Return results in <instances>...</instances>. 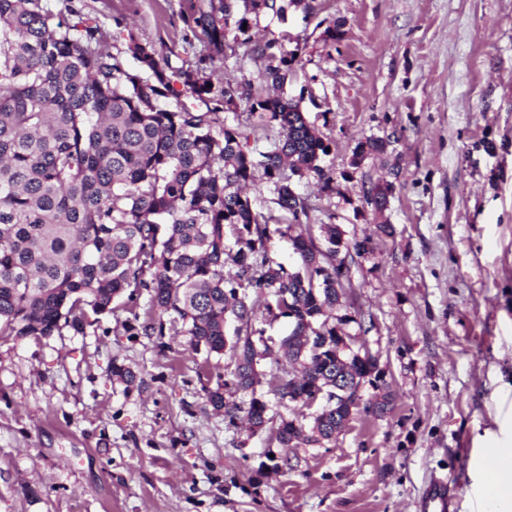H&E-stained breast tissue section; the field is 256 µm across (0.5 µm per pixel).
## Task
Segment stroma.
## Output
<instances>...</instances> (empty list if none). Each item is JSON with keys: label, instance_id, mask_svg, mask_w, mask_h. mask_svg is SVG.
I'll return each instance as SVG.
<instances>
[{"label": "stroma", "instance_id": "stroma-1", "mask_svg": "<svg viewBox=\"0 0 512 512\" xmlns=\"http://www.w3.org/2000/svg\"><path fill=\"white\" fill-rule=\"evenodd\" d=\"M206 2L73 5L113 53L133 36L191 60ZM262 35L297 51L284 91L309 93L302 109L330 144L331 190L313 175L291 186L308 223L341 235L339 312L378 356L388 411H359L276 467V424L228 427L198 378L203 354L127 332L120 306L82 335L0 338V512H421L451 473L449 512H478L474 460L512 440V0H293L285 18L228 31L214 84L264 70L243 42ZM370 139L385 150L359 152ZM383 186L378 209L367 198Z\"/></svg>", "mask_w": 512, "mask_h": 512}]
</instances>
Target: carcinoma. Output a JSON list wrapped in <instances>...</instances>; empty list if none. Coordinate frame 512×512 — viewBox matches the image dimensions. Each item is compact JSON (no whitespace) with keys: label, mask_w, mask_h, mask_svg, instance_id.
Masks as SVG:
<instances>
[{"label":"carcinoma","mask_w":512,"mask_h":512,"mask_svg":"<svg viewBox=\"0 0 512 512\" xmlns=\"http://www.w3.org/2000/svg\"><path fill=\"white\" fill-rule=\"evenodd\" d=\"M232 2L209 3L194 22L211 52L186 69L129 35L127 54L112 53L100 28L70 24L42 0H0V337L39 340L64 327L84 335L115 302L149 296L129 331L164 336L170 327L204 352L198 377L208 402L233 426L244 414L255 434L272 421L263 395L262 362L281 374L272 392L283 405L336 381V227L327 247L312 235L290 237L297 265L268 255L306 214L290 176L330 182L321 157L330 144L299 102L249 91L250 112L278 128L269 148L255 152L250 136L225 124L236 90L208 86L206 61L226 54L227 32H245ZM245 10L285 13L284 0H243ZM250 53L267 60L260 84L284 85L295 57L277 38ZM184 78L178 92L171 76ZM263 171L282 222L252 209L247 187ZM288 301L295 328L311 321L331 337L315 352L288 346L257 351L271 304ZM308 424L280 417L275 439L286 450L336 440V418L348 410L322 397Z\"/></svg>","instance_id":"cac0c4a2"}]
</instances>
